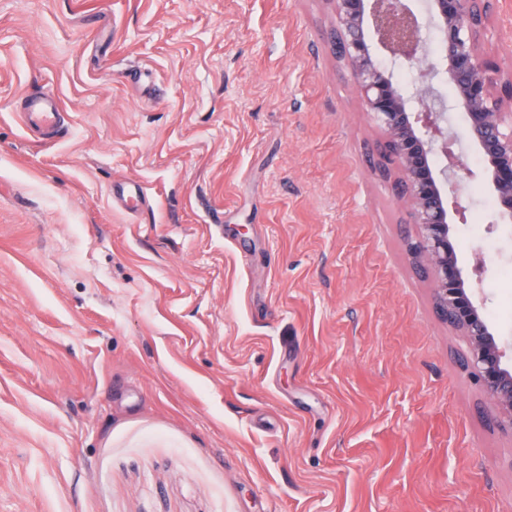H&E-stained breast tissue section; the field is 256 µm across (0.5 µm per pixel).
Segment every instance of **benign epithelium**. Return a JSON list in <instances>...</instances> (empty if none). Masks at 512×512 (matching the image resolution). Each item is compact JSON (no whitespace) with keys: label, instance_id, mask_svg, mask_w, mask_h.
<instances>
[{"label":"benign epithelium","instance_id":"benign-epithelium-1","mask_svg":"<svg viewBox=\"0 0 512 512\" xmlns=\"http://www.w3.org/2000/svg\"><path fill=\"white\" fill-rule=\"evenodd\" d=\"M344 35V55L364 111L381 125L395 154L400 182L410 206L411 223L421 229L414 252L434 271L439 308L448 322L463 331L471 349L475 376L498 410L502 425L512 430V371L503 350L459 267L453 246L458 206L449 194L459 182L473 178L465 167L436 170L430 163L438 150L448 151V113L429 92L431 70L422 72V87L405 90L395 65L413 66L425 55V23L407 0H331ZM490 0H428V18L441 36L437 75L454 89L453 106L464 112L467 140L487 158L481 177L494 192L499 218L512 221V70L483 56L480 39L489 31ZM394 57L392 66L377 62L368 30Z\"/></svg>","mask_w":512,"mask_h":512}]
</instances>
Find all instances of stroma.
<instances>
[{
  "mask_svg": "<svg viewBox=\"0 0 512 512\" xmlns=\"http://www.w3.org/2000/svg\"><path fill=\"white\" fill-rule=\"evenodd\" d=\"M491 24L510 67L512 0ZM339 34L331 0H0V512H512ZM473 185L455 248L512 367ZM21 115L25 126L41 135L52 138L63 131L64 114L57 97L50 91L28 96L23 103Z\"/></svg>",
  "mask_w": 512,
  "mask_h": 512,
  "instance_id": "stroma-1",
  "label": "stroma"
}]
</instances>
